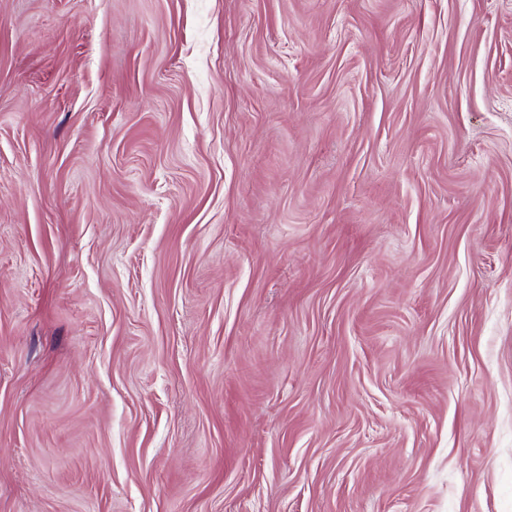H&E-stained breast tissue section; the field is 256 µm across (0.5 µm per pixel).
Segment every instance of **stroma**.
<instances>
[{
	"label": "stroma",
	"instance_id": "stroma-1",
	"mask_svg": "<svg viewBox=\"0 0 512 512\" xmlns=\"http://www.w3.org/2000/svg\"><path fill=\"white\" fill-rule=\"evenodd\" d=\"M0 512H512V0H0Z\"/></svg>",
	"mask_w": 512,
	"mask_h": 512
}]
</instances>
